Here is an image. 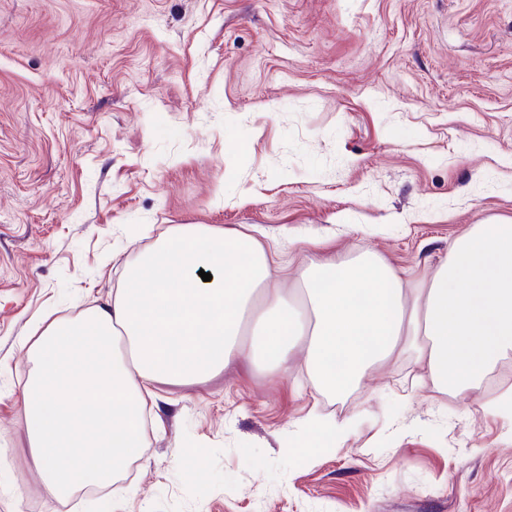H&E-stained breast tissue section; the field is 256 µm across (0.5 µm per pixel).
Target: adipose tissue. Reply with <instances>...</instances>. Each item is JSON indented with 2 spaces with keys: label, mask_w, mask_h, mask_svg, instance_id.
I'll return each mask as SVG.
<instances>
[{
  "label": "adipose tissue",
  "mask_w": 512,
  "mask_h": 512,
  "mask_svg": "<svg viewBox=\"0 0 512 512\" xmlns=\"http://www.w3.org/2000/svg\"><path fill=\"white\" fill-rule=\"evenodd\" d=\"M253 237L176 224L105 304L49 322L28 350L25 430L55 498L112 481L145 452L154 384L186 383L250 350L274 372L305 346L315 390L341 392L412 336L441 388L470 389L512 350V224H475L417 286L371 253L311 255L303 295L272 279ZM210 273L203 281L202 273Z\"/></svg>",
  "instance_id": "1"
}]
</instances>
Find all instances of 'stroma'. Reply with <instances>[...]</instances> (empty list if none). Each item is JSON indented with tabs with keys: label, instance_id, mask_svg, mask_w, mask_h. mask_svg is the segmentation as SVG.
Segmentation results:
<instances>
[{
	"label": "stroma",
	"instance_id": "1",
	"mask_svg": "<svg viewBox=\"0 0 512 512\" xmlns=\"http://www.w3.org/2000/svg\"><path fill=\"white\" fill-rule=\"evenodd\" d=\"M512 220V0H0V512H512V351L437 388L408 349L312 399L252 355L161 382L148 448L55 499L24 426L33 327L103 304L175 224L421 277ZM350 438L303 457L311 409ZM194 449V461L177 452Z\"/></svg>",
	"mask_w": 512,
	"mask_h": 512
}]
</instances>
